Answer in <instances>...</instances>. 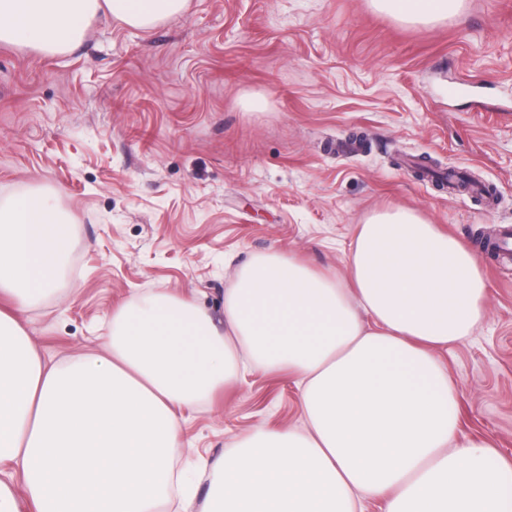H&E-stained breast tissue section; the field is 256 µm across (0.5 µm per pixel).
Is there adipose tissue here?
<instances>
[{"label":"adipose tissue","instance_id":"1","mask_svg":"<svg viewBox=\"0 0 512 512\" xmlns=\"http://www.w3.org/2000/svg\"><path fill=\"white\" fill-rule=\"evenodd\" d=\"M400 22L453 20L463 0H371ZM188 0H0V43L63 54L106 14L148 30ZM69 222L49 195L0 213V512H172L192 488L172 459L178 409L243 368L295 377L303 419L255 428L211 464L203 512H512V459L458 442L442 350L481 322L488 288L468 245L412 210L358 226L347 276L279 253L224 293V324L158 292L120 306L96 355L45 361L21 318L53 290ZM20 471L22 489L4 480Z\"/></svg>","mask_w":512,"mask_h":512}]
</instances>
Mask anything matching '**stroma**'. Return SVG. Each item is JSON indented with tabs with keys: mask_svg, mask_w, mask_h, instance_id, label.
Returning <instances> with one entry per match:
<instances>
[{
	"mask_svg": "<svg viewBox=\"0 0 512 512\" xmlns=\"http://www.w3.org/2000/svg\"><path fill=\"white\" fill-rule=\"evenodd\" d=\"M260 107H253V100ZM33 192L72 222L52 294L25 313L44 358L94 353L150 292L224 323L253 257L345 274L355 231L401 206L474 251L486 317L443 353L460 438L512 459V0L410 25L370 0H189L144 31L100 15L72 51L0 44V208ZM185 459L301 417L294 380L245 372L183 409Z\"/></svg>",
	"mask_w": 512,
	"mask_h": 512,
	"instance_id": "35a3bbf8",
	"label": "stroma"
}]
</instances>
